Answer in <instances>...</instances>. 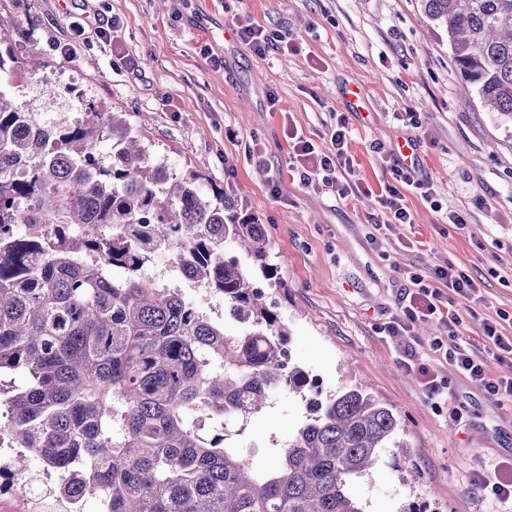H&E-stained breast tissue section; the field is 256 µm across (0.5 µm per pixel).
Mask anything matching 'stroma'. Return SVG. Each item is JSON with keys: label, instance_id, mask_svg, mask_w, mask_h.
Listing matches in <instances>:
<instances>
[{"label": "stroma", "instance_id": "35a3bbf8", "mask_svg": "<svg viewBox=\"0 0 512 512\" xmlns=\"http://www.w3.org/2000/svg\"><path fill=\"white\" fill-rule=\"evenodd\" d=\"M244 18L288 31L293 49L255 54L237 35ZM0 20L13 26L19 56L43 62L12 76L19 105L43 108L44 79L75 83L104 110L125 113L170 177L203 175L263 224L281 282L267 297L290 330L293 363L327 391L368 385L400 419L404 467L385 449L351 486L366 512H485L470 474L512 458V402L461 377L432 351L435 325H419L417 357L453 391L451 402L432 404L383 332L410 275L448 263L479 288L460 309L462 345L488 376L507 372L483 328L512 336V124L463 87L448 36L427 28L420 0H0ZM75 20L84 41L61 56L52 46L70 40ZM408 110L415 122L403 121ZM340 116L350 131L347 178L369 194L304 184L291 157L289 130L325 148ZM406 139L434 200L407 194L412 223L389 227L378 197ZM449 205L465 228L446 223ZM303 416L297 397L274 396L233 438L260 459Z\"/></svg>", "mask_w": 512, "mask_h": 512}]
</instances>
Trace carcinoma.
Returning <instances> with one entry per match:
<instances>
[{
	"instance_id": "cac0c4a2",
	"label": "carcinoma",
	"mask_w": 512,
	"mask_h": 512,
	"mask_svg": "<svg viewBox=\"0 0 512 512\" xmlns=\"http://www.w3.org/2000/svg\"><path fill=\"white\" fill-rule=\"evenodd\" d=\"M421 6L481 104L512 119V0ZM6 41L0 26V75L42 67ZM74 99L79 122H40L0 82V407L12 443L78 472L64 493H97L110 512H365L351 482L406 447L393 409L361 384L324 395L291 362L288 328L257 285H280L263 225L196 173L169 183L125 113ZM161 252L246 330L228 333L147 277ZM275 390L305 415L268 458L250 465L229 433L200 435L203 421L247 423Z\"/></svg>"
}]
</instances>
